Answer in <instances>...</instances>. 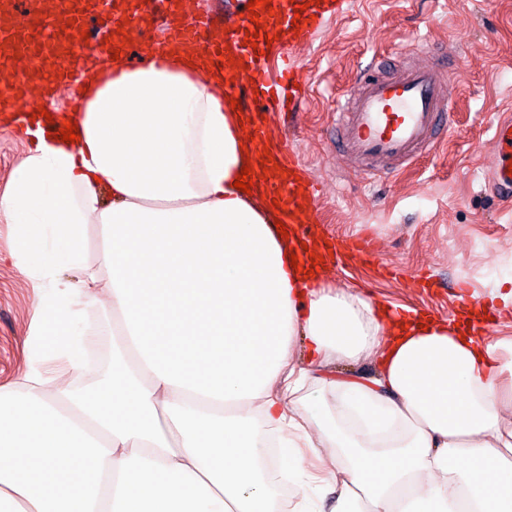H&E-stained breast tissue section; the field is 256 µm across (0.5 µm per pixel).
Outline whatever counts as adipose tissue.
I'll return each mask as SVG.
<instances>
[{"label":"adipose tissue","mask_w":512,"mask_h":512,"mask_svg":"<svg viewBox=\"0 0 512 512\" xmlns=\"http://www.w3.org/2000/svg\"><path fill=\"white\" fill-rule=\"evenodd\" d=\"M74 83L78 142L0 112L28 145L0 224L34 307L0 387V512H275L273 471L288 512H512V340L298 274L234 186L260 160L201 57ZM102 338L111 373L60 385Z\"/></svg>","instance_id":"1"}]
</instances>
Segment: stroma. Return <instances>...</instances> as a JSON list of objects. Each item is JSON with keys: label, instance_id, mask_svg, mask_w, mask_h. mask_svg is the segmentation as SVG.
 I'll use <instances>...</instances> for the list:
<instances>
[{"label": "stroma", "instance_id": "1", "mask_svg": "<svg viewBox=\"0 0 512 512\" xmlns=\"http://www.w3.org/2000/svg\"><path fill=\"white\" fill-rule=\"evenodd\" d=\"M409 48L454 63L453 127L436 150L374 182L336 151L337 98L373 55ZM295 53L310 92L293 141L322 189L316 232L332 244L362 234L379 257L327 271L326 282L437 319L452 312L457 285L488 301L496 279L512 276V194L493 195L487 181L499 158L491 120L512 117V0H352ZM12 245L0 224V385L25 371L33 319V290L7 258Z\"/></svg>", "mask_w": 512, "mask_h": 512}]
</instances>
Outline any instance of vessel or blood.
Here are the masks:
<instances>
[{
	"label": "vessel or blood",
	"instance_id": "obj_1",
	"mask_svg": "<svg viewBox=\"0 0 512 512\" xmlns=\"http://www.w3.org/2000/svg\"><path fill=\"white\" fill-rule=\"evenodd\" d=\"M188 0H114L111 11L101 12L99 0H27L19 9L17 0H0V102L23 107L30 76L23 63L40 67L45 78L41 91H59L70 83L66 69L52 67V59L71 44L62 27L65 19L83 26L88 17H102L109 31L125 29L132 41H146L152 30L161 39L146 41L151 54L197 48L204 52L209 68H222L225 96L243 92L252 97L245 107L249 133L258 146L268 147L276 170L257 186L266 199H279V221L295 225L301 236L314 233L319 221L316 185H302L294 171L302 167L300 154L288 138H274L267 122L271 112H284L296 123L306 89L297 85L291 72L296 61L286 45L320 28L327 15L345 13L350 0H272V13H260L251 22L248 12L227 20L226 34H217L210 18L189 16ZM303 6L301 25H293L296 6ZM277 35L270 55L259 54L244 38L255 26ZM234 56L228 64L226 56ZM358 92L346 99L336 121V149L357 159L370 178L383 177L415 163L437 145L447 141L452 127V100L457 77L451 63L419 61L393 68L391 61L373 59L357 79ZM494 132L505 151L489 181L512 192V124L497 123Z\"/></svg>",
	"mask_w": 512,
	"mask_h": 512
}]
</instances>
